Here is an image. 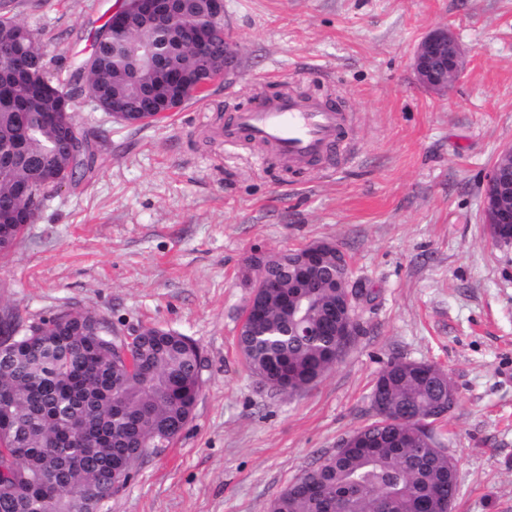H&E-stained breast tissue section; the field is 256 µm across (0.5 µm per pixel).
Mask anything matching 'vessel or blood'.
Returning <instances> with one entry per match:
<instances>
[{"label": "vessel or blood", "mask_w": 512, "mask_h": 512, "mask_svg": "<svg viewBox=\"0 0 512 512\" xmlns=\"http://www.w3.org/2000/svg\"><path fill=\"white\" fill-rule=\"evenodd\" d=\"M343 126L342 112L330 104L284 95L230 113L220 136L231 143L237 131H244L252 141L273 146L288 165L298 166L333 151Z\"/></svg>", "instance_id": "vessel-or-blood-1"}]
</instances>
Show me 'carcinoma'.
Returning <instances> with one entry per match:
<instances>
[{
    "instance_id": "1",
    "label": "carcinoma",
    "mask_w": 512,
    "mask_h": 512,
    "mask_svg": "<svg viewBox=\"0 0 512 512\" xmlns=\"http://www.w3.org/2000/svg\"><path fill=\"white\" fill-rule=\"evenodd\" d=\"M188 21L165 27L145 21L112 32L107 20L89 56L62 81L39 43V33L17 19L14 0H0V45L18 46L0 59V258L20 243L63 182L92 172L96 154L75 113V100L97 89L122 99L125 124L144 126L172 85L157 77L200 73L212 79L224 64V22L208 0H187ZM204 34L200 46L187 24ZM70 108L62 113L61 99ZM303 251L264 264L279 287L263 297L251 325L238 332L247 370L272 391L303 393L343 354L336 325L357 327L355 310L336 288V262L324 261L322 287H295ZM0 349V512H99L117 492L112 475L160 440L171 443L192 420L201 395L203 362L196 343L176 331L147 326L132 349L133 368L117 356L112 324L98 312L75 308L25 324ZM433 379L421 364L393 359L371 392L373 411L410 409L400 423L377 418L343 438L336 451L309 467L270 503L269 512H440L455 500L456 466L436 430L416 417L431 398Z\"/></svg>"
}]
</instances>
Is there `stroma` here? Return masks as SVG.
Returning a JSON list of instances; mask_svg holds the SVG:
<instances>
[{
  "label": "stroma",
  "mask_w": 512,
  "mask_h": 512,
  "mask_svg": "<svg viewBox=\"0 0 512 512\" xmlns=\"http://www.w3.org/2000/svg\"><path fill=\"white\" fill-rule=\"evenodd\" d=\"M123 0H19L60 66L85 58ZM445 26L466 66L447 92L417 87L421 38ZM238 48L217 83L162 122L132 127L78 100L99 166L43 207L0 259V312L27 320L91 308L114 331L194 339L205 384L169 447L149 450L101 512H268L305 468L372 420L394 358L443 368L459 401L443 424L452 512H512V245L482 220V185L512 146V0H224ZM334 100L349 153L289 167L214 130L259 96ZM316 241L346 253L371 299L358 336L296 397L261 388L236 336L254 251Z\"/></svg>",
  "instance_id": "stroma-1"
}]
</instances>
